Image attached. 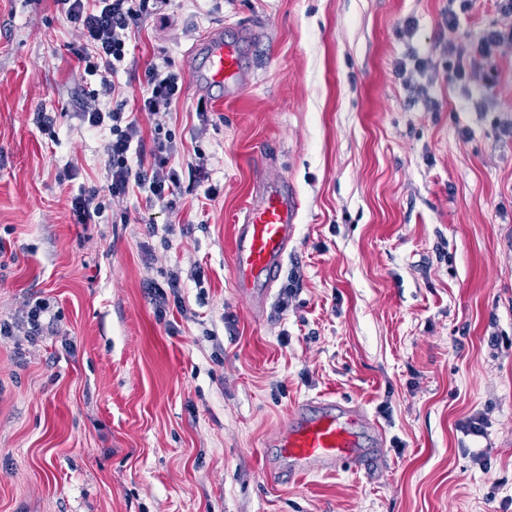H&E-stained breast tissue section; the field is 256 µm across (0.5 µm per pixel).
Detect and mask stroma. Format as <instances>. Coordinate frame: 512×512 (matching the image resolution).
I'll return each instance as SVG.
<instances>
[{
	"label": "stroma",
	"instance_id": "1",
	"mask_svg": "<svg viewBox=\"0 0 512 512\" xmlns=\"http://www.w3.org/2000/svg\"><path fill=\"white\" fill-rule=\"evenodd\" d=\"M447 9L171 0L132 33L113 101L218 195L166 209L135 192L77 224L72 197L106 185L79 119L95 87L81 32L56 0H0V512H512V48L491 78L449 82V43L498 14L479 0L451 30ZM238 28L252 77L218 100L197 51ZM413 49L433 67L406 83ZM163 61L182 91L149 115L145 70ZM267 175L300 209L257 314L229 257ZM175 269L181 303L150 300ZM320 395L363 407L387 451L288 480L271 442Z\"/></svg>",
	"mask_w": 512,
	"mask_h": 512
}]
</instances>
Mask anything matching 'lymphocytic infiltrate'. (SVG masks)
<instances>
[{
  "mask_svg": "<svg viewBox=\"0 0 512 512\" xmlns=\"http://www.w3.org/2000/svg\"><path fill=\"white\" fill-rule=\"evenodd\" d=\"M499 20L484 29L476 45L449 44L448 54L456 64L448 73L449 80L466 79L469 72L488 68L502 48L512 46V0H495ZM66 19L77 26L83 42L74 54L85 74L99 82L80 114L82 124L104 133L107 189L111 198L120 200L130 192H138L151 204L170 208L176 203L180 188L203 190L212 197V189L204 188L206 173L200 165L177 160L171 140L154 137L152 149H145L141 126L134 113L122 107H105L104 97L116 90L114 77L124 69L127 60L126 38L153 14L150 0H60ZM146 94L142 109L156 114L169 106L181 91L177 74L165 66L154 64L145 72Z\"/></svg>",
  "mask_w": 512,
  "mask_h": 512,
  "instance_id": "f902f5d3",
  "label": "lymphocytic infiltrate"
}]
</instances>
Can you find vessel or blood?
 I'll return each mask as SVG.
<instances>
[{
    "label": "vessel or blood",
    "mask_w": 512,
    "mask_h": 512,
    "mask_svg": "<svg viewBox=\"0 0 512 512\" xmlns=\"http://www.w3.org/2000/svg\"><path fill=\"white\" fill-rule=\"evenodd\" d=\"M208 67L207 86L243 89L249 83L248 64L236 41L216 32L202 45ZM297 202L286 177L260 182L255 198L235 226L231 269L238 292L254 310H263L296 241ZM367 412L345 402L311 398L299 404L274 440L288 462L289 477L316 471L359 469L376 453L362 434Z\"/></svg>",
    "instance_id": "vessel-or-blood-1"
}]
</instances>
